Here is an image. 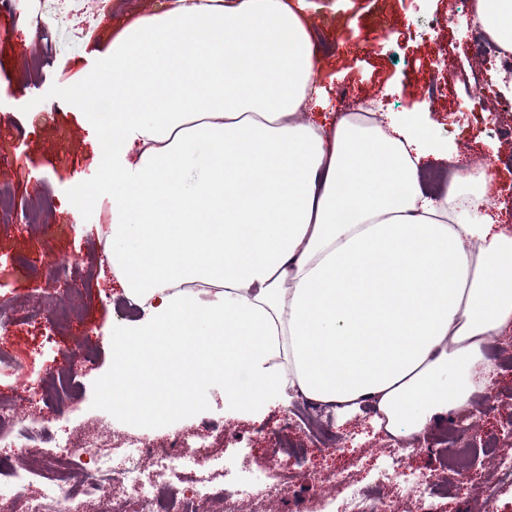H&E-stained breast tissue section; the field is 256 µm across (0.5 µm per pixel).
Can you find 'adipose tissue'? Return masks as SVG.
<instances>
[{
	"instance_id": "adipose-tissue-1",
	"label": "adipose tissue",
	"mask_w": 512,
	"mask_h": 512,
	"mask_svg": "<svg viewBox=\"0 0 512 512\" xmlns=\"http://www.w3.org/2000/svg\"><path fill=\"white\" fill-rule=\"evenodd\" d=\"M473 15L512 50V0H473ZM97 56L67 99L101 130L106 255L143 313L112 338L113 411L194 410L207 378L239 414L284 395L368 404L394 435L469 404L485 345L512 327V236L485 183L423 191L420 160L441 151L423 124L306 119L320 59L291 0H168ZM156 375L135 399L130 379Z\"/></svg>"
}]
</instances>
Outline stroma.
<instances>
[{"label":"stroma","mask_w":512,"mask_h":512,"mask_svg":"<svg viewBox=\"0 0 512 512\" xmlns=\"http://www.w3.org/2000/svg\"><path fill=\"white\" fill-rule=\"evenodd\" d=\"M164 0H111L98 21L84 24L61 19L53 0H44L46 32L41 52H33L29 24L0 12V150L7 158L0 167L13 186V205L0 225V301L37 306L44 288L75 308V322L67 335L48 346V319L27 322L19 318L12 331L0 334L7 361L0 365V390L19 383L37 387L66 366L75 377L69 407L50 402L30 404L28 410L62 438H77L94 423L104 441L114 442L134 431L154 447H166L176 433L202 435L214 454L231 459L242 442H249L256 461H263L282 438L295 448L316 450L318 443L297 412L308 421L327 426L345 450L343 464L350 476L347 487L329 484L327 472L317 473L321 494L307 500V512H340L350 491L361 488L388 498L395 512H413L405 494L417 482L435 488L437 512H512V475L486 457L475 458L467 474L448 471L436 446L446 425H456L458 443L480 447L494 437L502 456L512 457V379L474 395L469 407L433 418L413 435H390L374 422L371 406L350 416L335 414L315 402L273 399L258 420L235 417L224 410V383L207 379L198 388L196 411L149 426L129 427L101 398V387L112 371V337L127 318L117 306L122 290L112 271L105 245L98 238L101 198L90 190L98 181V130L79 113L64 120L47 116L33 100L58 103L62 83L99 65L97 50L126 20L158 12ZM470 0H304V13L321 59L319 112L344 116L348 103L340 91L376 97L386 112H422L431 121L433 136L447 144L449 153L469 143L474 157L493 170L486 196L503 228L512 233V140L500 128L512 124V112L474 109L468 91L482 85L492 95L497 73H481L472 55L470 38L477 25ZM449 43L454 59L448 68L435 65L436 47ZM47 208L43 227L29 228L25 218ZM67 258L74 272L46 282L30 274L31 265L47 258ZM96 352L93 368L81 362V349ZM415 446L404 463L392 453L399 444ZM396 469L397 483L382 482L381 473ZM496 487L491 504H484L486 487Z\"/></svg>","instance_id":"35a3bbf8"}]
</instances>
